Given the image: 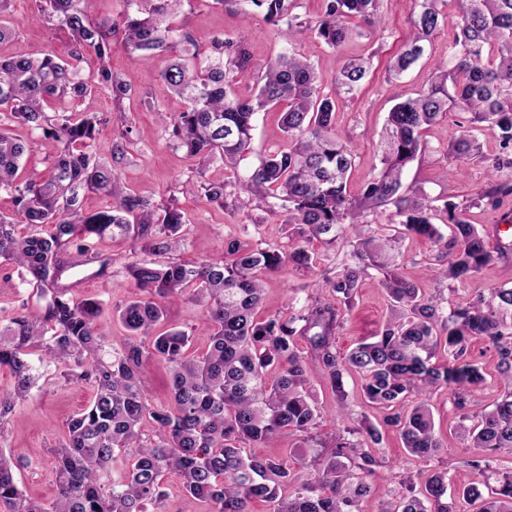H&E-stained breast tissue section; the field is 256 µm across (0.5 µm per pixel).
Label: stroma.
Listing matches in <instances>:
<instances>
[{"label": "stroma", "instance_id": "stroma-1", "mask_svg": "<svg viewBox=\"0 0 512 512\" xmlns=\"http://www.w3.org/2000/svg\"><path fill=\"white\" fill-rule=\"evenodd\" d=\"M191 3L185 18L199 48H206L220 35L243 41L256 70H260L289 44L261 14L243 19L241 7L235 0H226L221 6L213 4L212 0H191ZM34 7V0H10L6 11L0 14V21L13 31L10 39L0 43V55L40 57L63 53L68 41L67 32L54 24L32 20ZM293 12L302 21L303 28L291 44L314 65L322 93L335 94L336 69L343 60L357 56L371 59V68L360 90L338 96L335 116L337 137L354 151L349 189L351 193H358L379 166L377 133L393 105L392 94L410 95L429 85L435 61L448 54L451 29L446 26L437 32L427 55L395 83L389 75V64L412 31L413 13L409 0H382L380 25L359 30L338 50L328 47L314 35L313 28L324 12V0H295ZM167 63L168 56L164 53L147 64L136 54L121 48L114 50L110 64L113 72L127 85L129 95L116 102L108 94L98 93V108L112 114L111 123L99 132V150L108 152L117 131L128 130L126 155L115 165L124 187L149 199L154 206L174 202L184 212L183 245L172 253V260L192 263L219 259L224 254L226 239L231 236L253 244L288 247L291 229L286 222V210L268 209L262 200L255 198L231 216L209 205L200 188L204 182L234 181L236 176L245 175L258 166L270 152L287 149L289 140L281 129L279 110L274 108L257 114L250 149L236 171L226 170L220 162L211 164L205 171H198L193 161L163 131L158 120V111L175 112L180 108L179 101L169 95L161 79ZM146 97L152 98L155 109L143 106L142 100ZM466 123V114L456 112L425 130V149L408 167L404 176L406 187L423 192L439 203L448 199L469 203L475 198L490 177L488 168L478 161H458L448 155L449 143L460 135ZM8 131L30 145L23 159L26 170L48 173L49 164L58 150L57 142L44 138L41 131L27 124L9 123ZM390 229L391 210L382 207L371 213L366 223L345 226V246L333 249L321 240H308L306 246L315 257L310 268H288L263 276L265 301L257 311L258 318L264 319L284 310L290 299L302 303L319 294L325 279L334 276L347 262L349 242L361 234L386 235ZM92 248L94 253L109 257L111 263L104 275H97L85 287L74 289L73 294L103 301L104 310L97 320V331L104 337L107 351L111 352L121 349L127 337L119 320V311L135 292L126 264L133 258L147 259L148 254L142 251L138 240L124 236L93 240ZM398 249L402 254V275L434 297L442 307L479 293L490 294L496 288L512 287V260L494 261L472 278L450 284L434 275L442 264L437 245L410 237L400 242ZM24 277V269L0 261V282L5 285L0 291V319H7L23 303L33 309L39 308L41 301L25 283ZM381 279V274L374 269L363 279L353 308L336 339V347L341 352L372 341L391 317V300ZM162 305L165 327L187 333L191 339V353L202 355L206 349L204 336L209 330L202 304L187 291L164 299ZM469 355L486 372L485 383L473 393L474 407L492 410L505 390L496 372L498 357L495 349L487 340L478 338L473 340ZM31 361L40 376L38 385L29 397L17 400L9 418L11 427L0 434V449L24 451L25 458L15 470L17 484L28 499L47 505L53 501L56 490L52 450L65 439L70 418L91 401L93 389L86 382H68L60 378L56 365L44 360L41 347H33ZM360 386L358 375L347 376L348 408L339 411L336 397L327 388L321 369L317 364H310L308 388L324 416L316 432L318 438L330 439L343 419L356 426L365 421L380 426L382 415L362 399ZM428 404L433 412L435 430L443 443L442 451L430 461L413 458L395 432L383 429V439L373 449L381 465L377 469L372 495L361 504L362 512H379L382 502L398 495L402 482L408 478L421 486L433 473H446L450 486L444 500L449 503L457 501L458 489L480 485L512 471V453L506 452L492 459L487 472L467 466V450L454 432L460 412L449 391L441 389L432 393Z\"/></svg>", "mask_w": 512, "mask_h": 512}]
</instances>
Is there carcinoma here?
<instances>
[{
    "instance_id": "obj_1",
    "label": "carcinoma",
    "mask_w": 512,
    "mask_h": 512,
    "mask_svg": "<svg viewBox=\"0 0 512 512\" xmlns=\"http://www.w3.org/2000/svg\"><path fill=\"white\" fill-rule=\"evenodd\" d=\"M455 11L448 58L438 65L428 88L414 96H397L378 133L381 167L361 192L347 191L354 155L336 136V98L321 92L310 60L290 50L267 63L257 93L238 96L237 76L254 69L245 44L218 36L200 50L184 23L174 22L185 0H125L120 20H90L81 0H38V16L68 32L64 54L40 59L0 56V189L13 195L16 211L27 224L51 225L50 232L20 236L15 225L0 217V259L25 270L24 281L36 288L43 307L27 305L0 323V367L10 370L13 391L0 394V422L13 413L36 383L29 349L49 336L44 346L48 362L65 368L68 379L92 383V403L67 423V438L56 449L57 495L44 506L24 498L19 489L13 455L0 449V508L4 512H150L165 492L160 477L177 473L188 496L212 505L210 512H251L262 500L269 512H360L361 501L373 490L376 458L367 452L382 440L372 425L343 428L331 447L302 448L314 476L300 483L294 496L279 495L294 482L287 463L258 458L245 446L264 444L282 434L309 433L321 419L317 402L307 388L308 359L297 349L305 339L311 358L323 371L325 383L347 409L344 375L361 378L363 397L386 410L382 423L395 430L408 453L430 459L441 448L427 394L451 389L453 404L463 411L458 434L476 455L466 465L489 468L488 455L512 453V287L478 294L456 307L443 308L393 264L390 252L406 236L422 237L442 248L444 264L438 275L463 281L496 259L507 260L512 248L489 249L487 233L466 218L469 206L451 200L438 208L418 193L404 190L403 173L424 149L423 131L452 112L470 114L471 129L452 142L455 158H477L494 171L512 167V0H414V31L394 56L389 71L396 78L424 54L426 42L446 23L443 6ZM276 26L287 41L302 23L292 14L293 0H244ZM381 0H325L315 35L339 49L352 35L354 18L374 26L380 20ZM137 52L145 61L156 52L172 51L174 59L161 74L172 95L183 103L179 112H158L161 125L202 169L219 160L234 169L248 150L254 117L282 102L287 110L281 127L291 146L265 157L244 180L242 190L288 212L298 238L313 237L328 246L343 238V224H358L380 207L394 208L396 233L385 239L367 236L353 246L351 262L324 288L336 302L315 297L286 314L257 318L263 301L262 274L287 266L309 268L314 256L297 244L290 250L251 246L227 239L220 260L185 263L142 262L126 266L137 293L119 311L129 333L122 350L106 361L104 338L96 321L102 311L97 299L76 300L62 275L88 255L87 242L106 234L133 235L156 255L182 244V212L166 206L157 212L151 203L118 186L112 164L95 150L99 127L108 117L96 109L94 98L107 91L115 100L128 94L113 74L109 59L115 46ZM93 54L97 72L80 75L79 63ZM370 69L359 58L341 65L336 94L358 90ZM20 120L59 143L49 173L27 174L20 161L29 149L11 136L5 123ZM489 136L497 153L488 157L479 136ZM226 182L201 185L208 203L235 207ZM88 192L114 199L112 207L95 213L83 210ZM512 195V183L487 181L477 201L492 209ZM452 226L444 239L436 216ZM383 272L382 287L396 316L370 342L343 354L336 335L350 312L368 270ZM194 287L205 303L211 329L202 356L190 353L189 336L180 330H161L160 300ZM151 341L152 355L170 374V403L152 406L142 384V339ZM475 338L489 340L498 354V373L510 386L494 408L471 411L470 393L485 383V372L469 359ZM448 353V362H431L435 351ZM412 399V408L403 404ZM151 419L157 439H141L143 420ZM132 459L125 478L107 488L100 471L117 453ZM405 493L384 502L381 512H455L443 502L448 477L435 473L421 491L412 480ZM488 495L472 485L462 499L481 501L476 512H512V472L502 474Z\"/></svg>"
}]
</instances>
